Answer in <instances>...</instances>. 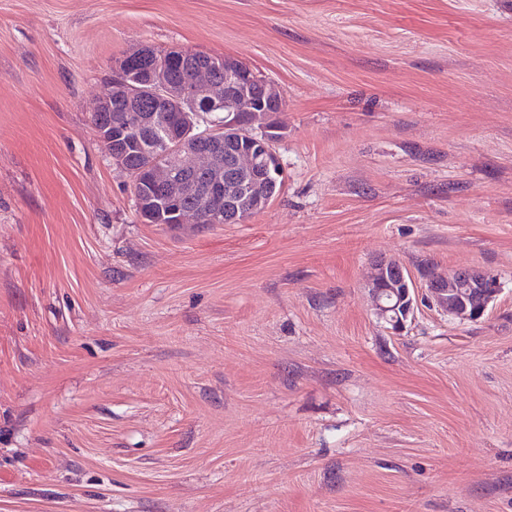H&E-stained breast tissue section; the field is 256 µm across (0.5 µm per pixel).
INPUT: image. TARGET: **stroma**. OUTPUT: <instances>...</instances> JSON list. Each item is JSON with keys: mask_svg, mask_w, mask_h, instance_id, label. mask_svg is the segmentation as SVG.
I'll use <instances>...</instances> for the list:
<instances>
[{"mask_svg": "<svg viewBox=\"0 0 512 512\" xmlns=\"http://www.w3.org/2000/svg\"><path fill=\"white\" fill-rule=\"evenodd\" d=\"M145 47L281 91L244 222L137 215ZM381 259L502 290L395 333ZM0 512H512V0H0Z\"/></svg>", "mask_w": 512, "mask_h": 512, "instance_id": "1", "label": "stroma"}]
</instances>
